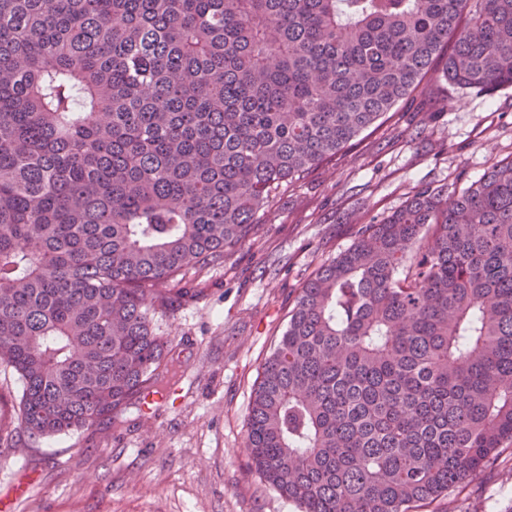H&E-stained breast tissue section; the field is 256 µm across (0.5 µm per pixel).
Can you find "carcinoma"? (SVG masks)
Here are the masks:
<instances>
[{
  "instance_id": "carcinoma-1",
  "label": "carcinoma",
  "mask_w": 512,
  "mask_h": 512,
  "mask_svg": "<svg viewBox=\"0 0 512 512\" xmlns=\"http://www.w3.org/2000/svg\"><path fill=\"white\" fill-rule=\"evenodd\" d=\"M442 76L512 86V0H0V366L31 440L147 388L182 270ZM249 466L299 512H422L512 447V161L414 193L308 278Z\"/></svg>"
}]
</instances>
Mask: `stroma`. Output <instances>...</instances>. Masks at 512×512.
<instances>
[{
  "instance_id": "1",
  "label": "stroma",
  "mask_w": 512,
  "mask_h": 512,
  "mask_svg": "<svg viewBox=\"0 0 512 512\" xmlns=\"http://www.w3.org/2000/svg\"><path fill=\"white\" fill-rule=\"evenodd\" d=\"M510 160L512 87L462 90L432 71L378 128L279 191L223 263L186 268L180 285L198 296L151 321L172 349L169 397L32 441L17 427L22 384L0 368V487L34 475L17 512H297L250 469L246 448L252 386L296 288L413 192L451 195ZM447 503L512 512V447Z\"/></svg>"
}]
</instances>
